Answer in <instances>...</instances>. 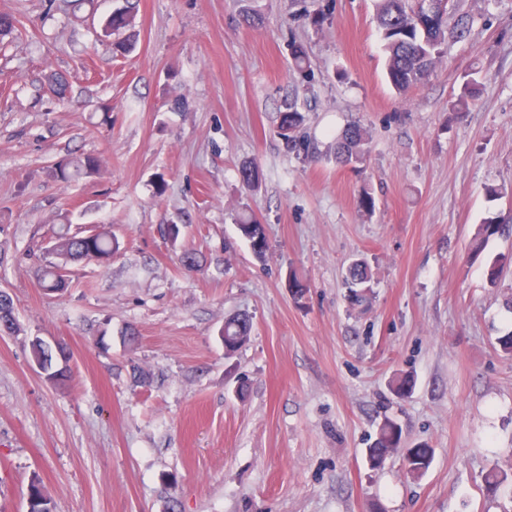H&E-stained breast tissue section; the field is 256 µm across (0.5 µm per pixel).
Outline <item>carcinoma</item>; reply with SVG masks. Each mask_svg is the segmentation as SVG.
I'll return each instance as SVG.
<instances>
[{"label":"carcinoma","instance_id":"obj_1","mask_svg":"<svg viewBox=\"0 0 512 512\" xmlns=\"http://www.w3.org/2000/svg\"><path fill=\"white\" fill-rule=\"evenodd\" d=\"M415 0H376V21L387 54L386 74L399 92L407 91L411 86L426 79L433 70L436 61L441 57L442 46L447 36L452 34L461 37L468 30L473 19L460 16L453 28H448L447 20L423 30L414 25ZM137 0H123V4L114 8L105 20L112 27V34L117 36L113 49L121 54L130 51L135 34L131 32ZM304 121L302 113L294 107L281 113L279 135L286 147L299 152L309 149L307 140L299 135V128ZM368 154V139L365 130L358 123L347 125L336 136V160L352 169L363 167ZM98 160L94 156L63 159L56 165L55 175L64 182L74 177L96 170ZM241 236L247 241L255 259L265 257L266 250L254 249V244H268L263 224L247 218L238 224ZM499 230V221H492L483 226L469 243V251L475 255L481 253L485 239ZM58 239L67 246L73 258L78 259L88 253L102 257L112 255L115 238L108 232H95L89 236L72 232L63 228L56 232ZM43 288L59 293L68 288L67 275L60 272L56 264H49L42 270ZM348 300L353 306L361 307L369 299L372 288V274L363 262H356L349 268L346 277ZM0 320L10 324L12 333L17 334L21 328L13 312V300L10 295L0 297ZM251 331L250 318L246 314H237L224 321V351L227 355L236 353L249 339ZM414 386V378L409 374L397 375L390 381V388L399 397L407 395ZM401 430L390 418L379 425L377 438L365 454V462L369 469L380 468L387 458L400 447ZM408 473L414 477L423 475L430 467L433 459L432 449L426 446L409 448L404 451ZM486 490L497 493L506 488L508 475L497 468L488 470L484 477ZM29 507L31 512H50V502L42 492L38 483L30 487Z\"/></svg>","mask_w":512,"mask_h":512}]
</instances>
